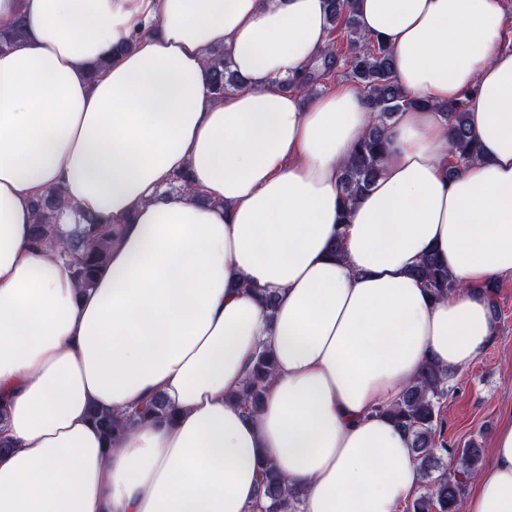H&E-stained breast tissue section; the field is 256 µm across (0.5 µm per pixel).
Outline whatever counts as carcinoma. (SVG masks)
Listing matches in <instances>:
<instances>
[{
    "mask_svg": "<svg viewBox=\"0 0 512 512\" xmlns=\"http://www.w3.org/2000/svg\"><path fill=\"white\" fill-rule=\"evenodd\" d=\"M328 21L334 30L346 33L351 53L345 60L348 76L363 92L373 122L354 146L341 181L344 205L350 206L369 191L380 176L386 149V134L395 116L408 109L432 107L428 101L409 96L395 76L390 49L381 40L363 33L358 25L354 0H328ZM212 89L222 97L242 87V81L231 69L222 50H212L208 57ZM452 131V150L456 164L448 168L454 175L460 166L478 157V146L467 121L465 103L458 101L436 107ZM63 207L61 194L48 193L34 201V224L31 244L40 248L55 236L65 238L60 257L70 266L80 290L92 287L106 268L112 248V221L93 214L79 215L75 224L66 229L59 224ZM432 297L443 298L457 289L448 268L433 254L424 256L415 269ZM275 371L273 356L261 352L243 389L234 400L247 413L261 407L266 386ZM451 373L432 362L425 363L415 381L393 406L381 414L395 421L410 435L411 448L419 458L424 491L411 501V512H460L467 483L481 469V449L475 445L456 450L458 468L452 476L440 472L448 448L435 440L440 405L448 394ZM171 415L164 397H152L141 410L124 417L95 409L92 418L107 441L139 423L155 421ZM260 508L262 512H299L303 490L286 484L268 462L260 464Z\"/></svg>",
    "mask_w": 512,
    "mask_h": 512,
    "instance_id": "obj_1",
    "label": "carcinoma"
}]
</instances>
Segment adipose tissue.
<instances>
[{
	"instance_id": "1",
	"label": "adipose tissue",
	"mask_w": 512,
	"mask_h": 512,
	"mask_svg": "<svg viewBox=\"0 0 512 512\" xmlns=\"http://www.w3.org/2000/svg\"><path fill=\"white\" fill-rule=\"evenodd\" d=\"M402 88L382 172L344 209L340 176L372 114L341 86L301 107L328 48L327 0H0L22 34L0 52V512H256L260 461L300 512H401L422 482L382 408L425 361L461 370L512 274V49L506 0H356ZM223 49L241 89L215 97ZM465 102L479 160L449 175ZM190 189L171 193L177 173ZM112 219L81 291L30 244L35 195ZM347 224H340L341 212ZM435 252L457 290L412 270ZM275 291L267 313L257 290ZM261 409L233 400L258 353ZM170 420L105 441L91 408L155 395ZM466 512H512V419Z\"/></svg>"
}]
</instances>
